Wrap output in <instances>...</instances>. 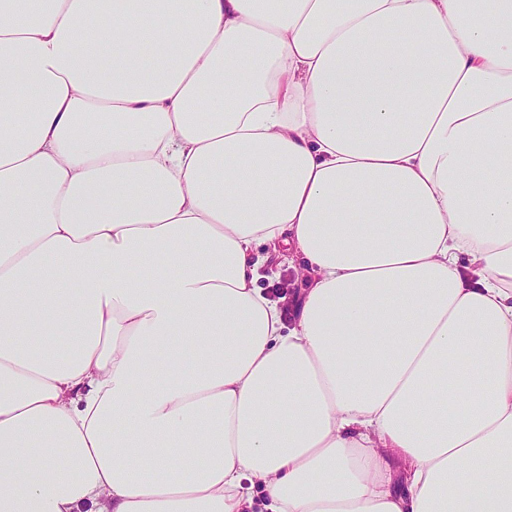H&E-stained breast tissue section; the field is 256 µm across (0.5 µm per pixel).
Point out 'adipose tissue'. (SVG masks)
Returning <instances> with one entry per match:
<instances>
[{
	"instance_id": "obj_1",
	"label": "adipose tissue",
	"mask_w": 512,
	"mask_h": 512,
	"mask_svg": "<svg viewBox=\"0 0 512 512\" xmlns=\"http://www.w3.org/2000/svg\"><path fill=\"white\" fill-rule=\"evenodd\" d=\"M254 485L512 512V0H0V512ZM268 258L269 260H267L266 266L261 269L260 272L264 273V270H266L271 265L274 266L278 274L275 278L272 279L266 277L261 278L258 282V286L259 288H262L263 293L267 296L276 300L284 299L282 304L286 307L287 312L290 314V309L293 307V301L298 297L302 288L301 273L304 267L303 261L301 259L295 258L293 263H289L288 259L285 260L278 258L274 254H270ZM283 274H288V278L291 277L293 279L287 292L286 289H282L280 287L282 281L281 277Z\"/></svg>"
}]
</instances>
